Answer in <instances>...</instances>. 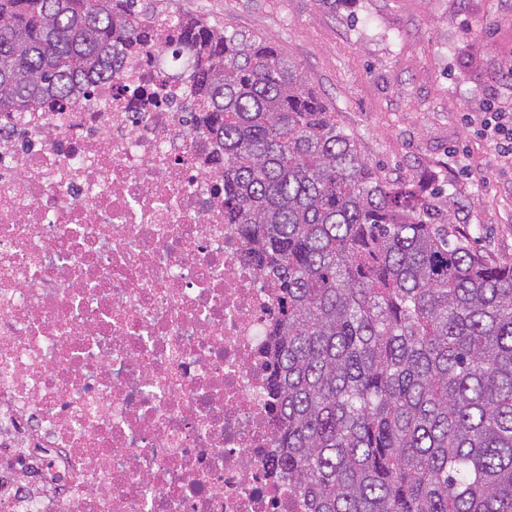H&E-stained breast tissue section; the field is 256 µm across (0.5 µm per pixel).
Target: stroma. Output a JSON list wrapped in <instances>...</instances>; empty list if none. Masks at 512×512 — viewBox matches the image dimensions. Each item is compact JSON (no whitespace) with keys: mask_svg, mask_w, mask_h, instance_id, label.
I'll return each mask as SVG.
<instances>
[{"mask_svg":"<svg viewBox=\"0 0 512 512\" xmlns=\"http://www.w3.org/2000/svg\"><path fill=\"white\" fill-rule=\"evenodd\" d=\"M273 39L388 181L446 184L487 259L512 261V155L482 133L512 111V0H161Z\"/></svg>","mask_w":512,"mask_h":512,"instance_id":"1","label":"stroma"}]
</instances>
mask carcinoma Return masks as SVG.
<instances>
[{
	"label": "carcinoma",
	"instance_id": "1",
	"mask_svg": "<svg viewBox=\"0 0 512 512\" xmlns=\"http://www.w3.org/2000/svg\"><path fill=\"white\" fill-rule=\"evenodd\" d=\"M139 0H0V113L147 46ZM224 153V223L281 292L277 465L295 512H512V263L444 185L389 182L274 42L186 15L172 49Z\"/></svg>",
	"mask_w": 512,
	"mask_h": 512
}]
</instances>
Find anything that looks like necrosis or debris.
Segmentation results:
<instances>
[{
  "label": "necrosis or debris",
  "mask_w": 512,
  "mask_h": 512,
  "mask_svg": "<svg viewBox=\"0 0 512 512\" xmlns=\"http://www.w3.org/2000/svg\"><path fill=\"white\" fill-rule=\"evenodd\" d=\"M78 106L0 114V512H293L267 375L279 290L153 21Z\"/></svg>",
  "instance_id": "obj_1"
}]
</instances>
